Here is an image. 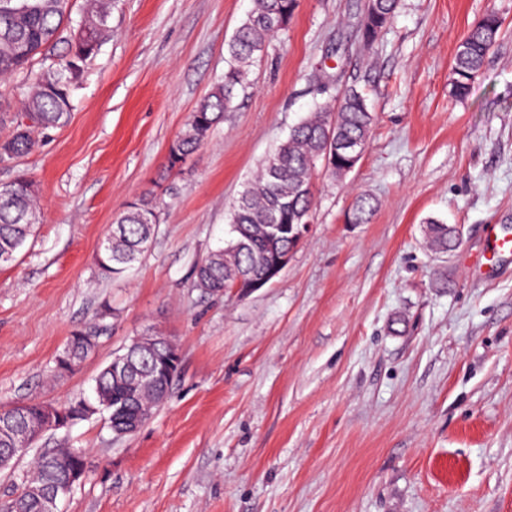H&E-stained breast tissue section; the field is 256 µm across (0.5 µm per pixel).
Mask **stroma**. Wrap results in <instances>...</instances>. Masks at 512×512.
<instances>
[{
	"label": "stroma",
	"instance_id": "35a3bbf8",
	"mask_svg": "<svg viewBox=\"0 0 512 512\" xmlns=\"http://www.w3.org/2000/svg\"><path fill=\"white\" fill-rule=\"evenodd\" d=\"M367 0H299L249 87L181 170L167 147L227 67L251 0H112V36L86 65L69 123L16 171L42 221L0 267V409L90 397L149 329L179 346L166 402L118 438L97 414L37 452L81 448L61 512H512V254L474 261L512 227V0H398L372 45ZM501 35L469 97L448 95L461 39L487 12ZM366 93L377 123L355 168L315 181L312 230L270 284L196 288L238 193L329 92ZM156 196L158 233L122 277L101 274L115 216ZM378 204L351 224L356 197ZM462 230L437 255L423 223ZM110 317H101L102 304ZM100 325L75 372L52 371L74 329Z\"/></svg>",
	"mask_w": 512,
	"mask_h": 512
}]
</instances>
